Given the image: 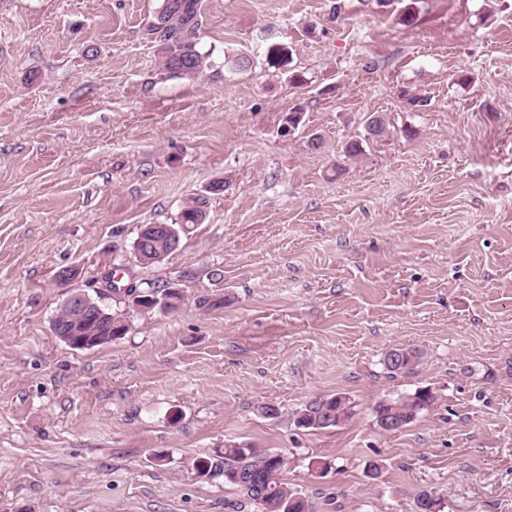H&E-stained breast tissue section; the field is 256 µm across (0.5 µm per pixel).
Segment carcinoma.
<instances>
[{"mask_svg":"<svg viewBox=\"0 0 512 512\" xmlns=\"http://www.w3.org/2000/svg\"><path fill=\"white\" fill-rule=\"evenodd\" d=\"M202 26V0H160L155 16L148 27V35L155 42L161 55L163 68L173 78L196 79L211 67V54L199 46L200 29ZM386 118L372 113L364 120L362 137L348 141L344 146V156L356 159L364 153V143L376 140L388 134ZM202 201L193 204L181 212L180 222L176 223L177 233H186L189 224L203 223ZM170 247L169 239L148 241L133 245L145 257L143 264L160 250ZM148 297L143 306L148 312L162 310V300L166 297V289L153 284L140 290ZM105 311L112 315V335L124 336L128 332L125 313L118 309L106 307ZM53 323L61 325L62 333L70 331L91 333L94 331L88 317L76 309L60 308ZM395 353L403 359L401 364H390L383 361L382 365L388 374L396 376L400 373L412 372L417 369L425 358V352L418 346H406L395 349ZM433 398L426 391L416 390L412 393L400 394L385 400L373 408L378 424L391 420L401 429L414 422L426 411ZM354 415L353 405L349 397L342 393L316 397L291 413L293 423L301 429L329 430L340 426ZM270 452L264 448H252L240 444L224 445L221 459L199 457L193 466L205 467L208 471L224 478V482L240 489L243 494L260 507V512H313L312 505L298 490L288 486L281 478L285 460L275 462L269 460ZM256 471L265 475L264 480L257 484L248 478V474Z\"/></svg>","mask_w":512,"mask_h":512,"instance_id":"1","label":"carcinoma"}]
</instances>
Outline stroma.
Here are the masks:
<instances>
[{"mask_svg": "<svg viewBox=\"0 0 512 512\" xmlns=\"http://www.w3.org/2000/svg\"><path fill=\"white\" fill-rule=\"evenodd\" d=\"M157 6L0 0V512H256L192 468L228 443L284 454L314 512H415L423 491L512 512V0H203L195 80L162 69ZM374 112L388 136L345 160ZM195 199L205 222L141 264L140 226ZM117 265L178 308L69 347L56 312L78 289L112 303ZM408 345L423 363L390 376ZM418 389L429 409L382 430L374 406ZM336 393L339 427L289 421Z\"/></svg>", "mask_w": 512, "mask_h": 512, "instance_id": "obj_1", "label": "stroma"}]
</instances>
